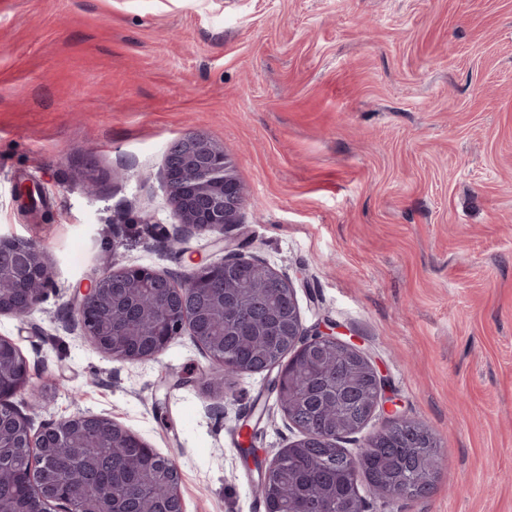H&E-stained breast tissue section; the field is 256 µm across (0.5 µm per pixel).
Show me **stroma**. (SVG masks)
Wrapping results in <instances>:
<instances>
[{"label": "stroma", "instance_id": "1", "mask_svg": "<svg viewBox=\"0 0 512 512\" xmlns=\"http://www.w3.org/2000/svg\"><path fill=\"white\" fill-rule=\"evenodd\" d=\"M190 133L248 201L174 251L162 171ZM1 234L53 264L40 307L0 317L34 425L112 419L176 458L185 512H264L235 432L264 461L297 439L272 373L209 387L190 333L129 364L65 322L112 264L181 277L229 250L291 278L304 327L355 335L435 431L433 489L367 512H512V0H0Z\"/></svg>", "mask_w": 512, "mask_h": 512}]
</instances>
